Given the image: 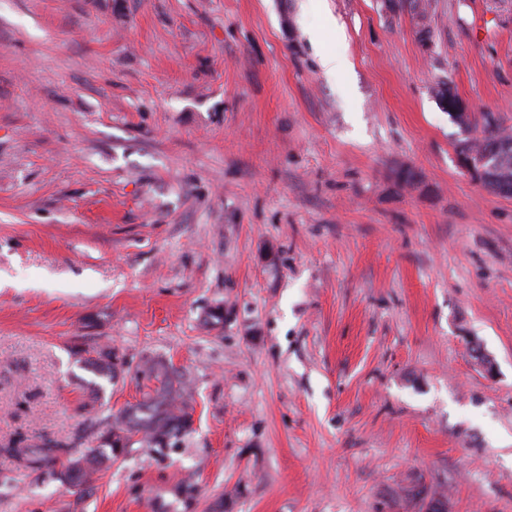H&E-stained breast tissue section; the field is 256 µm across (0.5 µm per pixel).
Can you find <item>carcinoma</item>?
I'll use <instances>...</instances> for the list:
<instances>
[{
    "instance_id": "1",
    "label": "carcinoma",
    "mask_w": 512,
    "mask_h": 512,
    "mask_svg": "<svg viewBox=\"0 0 512 512\" xmlns=\"http://www.w3.org/2000/svg\"><path fill=\"white\" fill-rule=\"evenodd\" d=\"M491 143L508 146L507 157L494 176L498 185L512 189V132L487 112L482 116L477 136L465 138L462 145L478 150ZM80 363L85 369L108 381L114 377L115 354L108 344L101 346L95 355L81 359ZM146 370L149 377L155 380V388L120 416L94 423L92 431L95 432L98 445L70 460L64 469L52 472L54 479L81 490L92 479L102 455L108 452L115 455L119 448L125 451L135 446L163 454L177 443L179 436L190 429V416L180 402L184 387L182 378L161 360L148 361ZM64 448L63 441L57 438H45L33 443L19 436L1 446L0 451L17 458L29 472L42 473L56 463Z\"/></svg>"
}]
</instances>
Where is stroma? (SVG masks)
I'll list each match as a JSON object with an SVG mask.
<instances>
[{
    "label": "stroma",
    "mask_w": 512,
    "mask_h": 512,
    "mask_svg": "<svg viewBox=\"0 0 512 512\" xmlns=\"http://www.w3.org/2000/svg\"><path fill=\"white\" fill-rule=\"evenodd\" d=\"M430 27L0 0V445L80 455L152 358L192 417L82 493L0 454V512H512V197L458 167L434 94L512 127V0H433ZM105 343L100 388L74 353Z\"/></svg>",
    "instance_id": "1"
}]
</instances>
